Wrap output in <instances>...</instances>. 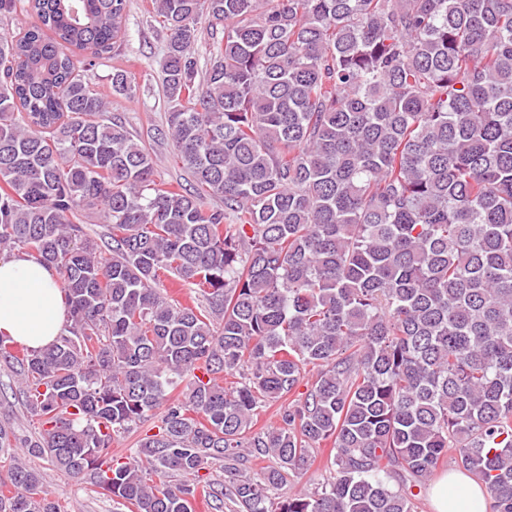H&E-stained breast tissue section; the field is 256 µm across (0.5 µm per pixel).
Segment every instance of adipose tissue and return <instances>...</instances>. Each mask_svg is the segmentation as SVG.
I'll use <instances>...</instances> for the list:
<instances>
[{"label": "adipose tissue", "mask_w": 512, "mask_h": 512, "mask_svg": "<svg viewBox=\"0 0 512 512\" xmlns=\"http://www.w3.org/2000/svg\"><path fill=\"white\" fill-rule=\"evenodd\" d=\"M68 306L56 272L31 255H0V335L36 352L62 332ZM433 512H486L487 492L468 474H444L429 490Z\"/></svg>", "instance_id": "adipose-tissue-1"}]
</instances>
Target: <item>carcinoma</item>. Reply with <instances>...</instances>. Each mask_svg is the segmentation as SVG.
I'll return each instance as SVG.
<instances>
[{
	"label": "carcinoma",
	"mask_w": 512,
	"mask_h": 512,
	"mask_svg": "<svg viewBox=\"0 0 512 512\" xmlns=\"http://www.w3.org/2000/svg\"><path fill=\"white\" fill-rule=\"evenodd\" d=\"M25 6L0 37V250L56 271L69 322L21 358L0 336L42 425L0 422V512H62L23 456L136 512H193L217 463L244 512H416L450 448L512 512V0H154L194 191L156 181L74 60L111 52L128 0ZM328 440L334 475L276 500Z\"/></svg>",
	"instance_id": "carcinoma-1"
}]
</instances>
